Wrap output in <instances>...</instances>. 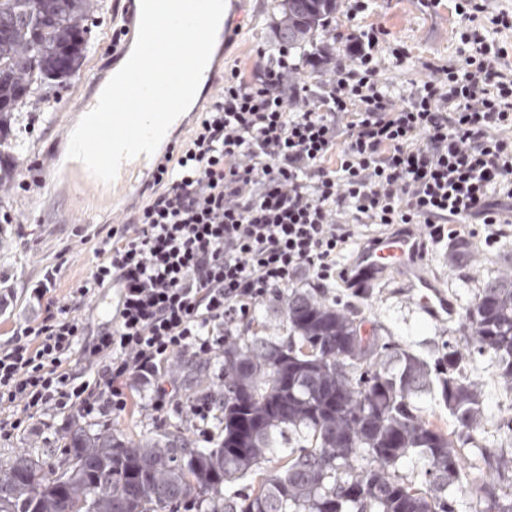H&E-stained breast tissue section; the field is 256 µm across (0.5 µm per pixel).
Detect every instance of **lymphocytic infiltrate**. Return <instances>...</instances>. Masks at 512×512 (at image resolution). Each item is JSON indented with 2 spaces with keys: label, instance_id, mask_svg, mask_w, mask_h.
<instances>
[{
  "label": "lymphocytic infiltrate",
  "instance_id": "obj_1",
  "mask_svg": "<svg viewBox=\"0 0 512 512\" xmlns=\"http://www.w3.org/2000/svg\"><path fill=\"white\" fill-rule=\"evenodd\" d=\"M460 60L403 101L386 90L380 28L334 30L328 58L279 47L231 68L167 154L145 204L112 225L66 300L59 267L30 289L39 313L0 345V437L41 412L89 421L144 408L216 420L220 387L182 399L172 365L211 368L224 339L305 281L326 289L343 253L378 232L430 241L483 227L512 238V12L457 0ZM112 325L81 312L103 289Z\"/></svg>",
  "mask_w": 512,
  "mask_h": 512
}]
</instances>
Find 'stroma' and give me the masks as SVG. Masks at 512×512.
<instances>
[{
    "label": "stroma",
    "mask_w": 512,
    "mask_h": 512,
    "mask_svg": "<svg viewBox=\"0 0 512 512\" xmlns=\"http://www.w3.org/2000/svg\"><path fill=\"white\" fill-rule=\"evenodd\" d=\"M279 0H243L232 23L240 36L224 52L223 70L234 62H249L256 50L275 52L279 46L276 22ZM125 0H97V7L85 22L89 30L86 59L79 71L66 81L42 80L33 86L28 106L17 113L13 128L12 153L17 166L12 173V188L0 191V216L8 213L13 223L0 219V295L8 296L10 306L0 317V344L6 343L16 325L36 317L28 288L41 276L44 267L57 265L61 272L57 297H65L88 275L92 265V242L82 241L86 225L58 224L47 210L55 185L38 178V161L46 153L57 151V123L81 90L93 77H106L112 65V21L121 17ZM367 9L356 18L358 25H375L385 31L378 57L393 96H407L417 82L426 80L430 65H448L457 60L458 31L461 20L454 11V0H435L434 7L421 0H366ZM408 48L407 57L395 58L397 48ZM451 239L431 245L429 269L456 303L453 318L435 320L419 307L415 297L401 280L388 278L370 295L337 284L329 289V298L357 303L365 317V329H377L379 335L397 344L423 353L442 342H456L458 328L466 308L474 303L483 282L495 274L512 272V240L486 247L471 241L464 256H456ZM471 367L485 379L483 393L487 413L475 435L477 440H495L492 416L512 406V395L505 393L492 376L490 355L474 356ZM34 429L0 438V462L24 451L53 465L63 458L64 443L71 418L54 413L39 414ZM88 432L116 430L124 436L141 439L159 434L185 433L192 447L211 448L217 443L222 426L214 424L208 433L195 430L178 412H170L164 426H156L141 410L86 423Z\"/></svg>",
    "instance_id": "1"
}]
</instances>
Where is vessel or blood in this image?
Listing matches in <instances>:
<instances>
[{
  "label": "vessel or blood",
  "instance_id": "b4317fda",
  "mask_svg": "<svg viewBox=\"0 0 512 512\" xmlns=\"http://www.w3.org/2000/svg\"><path fill=\"white\" fill-rule=\"evenodd\" d=\"M127 18L129 34L112 52V67L116 70L124 65L133 50L140 18V0H128ZM90 86V91L80 94L71 112L59 122L58 139L69 140L78 121L95 107L105 83L95 78ZM188 123V116H180L170 127L171 135L183 130ZM171 135L161 141L152 156L142 155L123 163L116 180L110 184L94 178L79 161L61 163L54 157L43 165L41 177L66 187L67 194L61 198L60 205L66 212L68 223H94L98 209L103 204L109 206L113 214L119 215L129 209L132 201L164 164L165 155L173 146ZM349 269L351 285L362 292H369L370 288L393 274L417 291L421 307L432 317L455 312L454 302L428 272L422 250V233L418 229L373 236L360 246Z\"/></svg>",
  "mask_w": 512,
  "mask_h": 512
}]
</instances>
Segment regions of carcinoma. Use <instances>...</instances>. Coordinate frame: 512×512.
<instances>
[{
    "mask_svg": "<svg viewBox=\"0 0 512 512\" xmlns=\"http://www.w3.org/2000/svg\"><path fill=\"white\" fill-rule=\"evenodd\" d=\"M338 0H280L279 42L304 55ZM93 0H0V183L14 156L15 113L43 79H66L86 57L81 22ZM286 335L224 342L222 438L211 449L184 439H126L74 422L68 455L51 470L26 452L0 463V512H463L464 447L485 414L473 355L492 357L512 391V274L488 279L468 309L460 341L420 356L361 332L362 312L325 293L293 292L281 309ZM429 396L452 419L426 420ZM414 455L424 486L396 474ZM474 512H512V454L483 448ZM248 492L226 493L247 477Z\"/></svg>",
    "mask_w": 512,
    "mask_h": 512,
    "instance_id": "1",
    "label": "carcinoma"
}]
</instances>
